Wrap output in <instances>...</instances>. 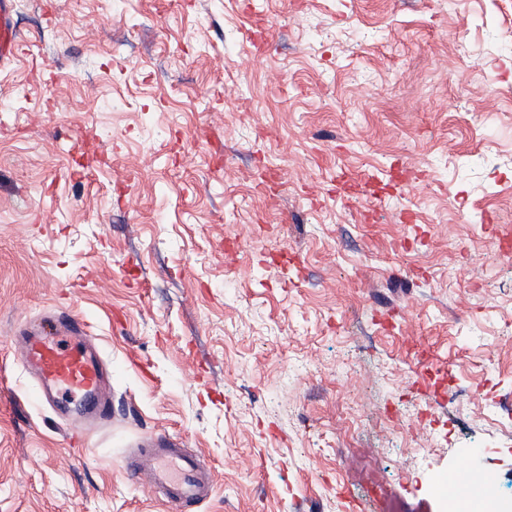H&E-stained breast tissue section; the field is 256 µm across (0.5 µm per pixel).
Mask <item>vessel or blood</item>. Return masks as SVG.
Here are the masks:
<instances>
[{
    "label": "vessel or blood",
    "instance_id": "obj_1",
    "mask_svg": "<svg viewBox=\"0 0 512 512\" xmlns=\"http://www.w3.org/2000/svg\"><path fill=\"white\" fill-rule=\"evenodd\" d=\"M18 49L14 21V0H0V64L13 58ZM84 323L68 319L53 324L50 334L39 336L21 332L16 343L23 366L41 386L40 398L56 403V391L67 387L77 397L85 413L93 419L109 417L111 403L101 393L104 369L101 360L89 353L81 336ZM132 480H142L160 488L171 512H184L208 498L213 490V474L198 457L156 437L141 445L128 466ZM488 468L461 465L450 475L453 495L463 512H480L483 493L493 480Z\"/></svg>",
    "mask_w": 512,
    "mask_h": 512
}]
</instances>
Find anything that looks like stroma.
I'll use <instances>...</instances> for the list:
<instances>
[{"mask_svg":"<svg viewBox=\"0 0 512 512\" xmlns=\"http://www.w3.org/2000/svg\"><path fill=\"white\" fill-rule=\"evenodd\" d=\"M0 65V512H512V0H15ZM83 321L80 431L11 341ZM132 480H142L164 491L169 509L185 512L208 498L213 490V474L198 457L175 446L164 437L141 445L128 466ZM494 473L489 468L461 465L450 474L455 501L463 512H479L486 486L493 481Z\"/></svg>","mask_w":512,"mask_h":512,"instance_id":"35a3bbf8","label":"stroma"}]
</instances>
